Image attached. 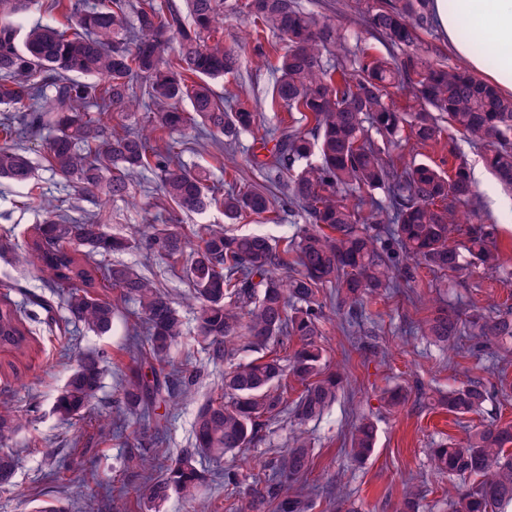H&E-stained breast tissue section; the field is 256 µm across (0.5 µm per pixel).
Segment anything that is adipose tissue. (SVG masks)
I'll list each match as a JSON object with an SVG mask.
<instances>
[{"mask_svg": "<svg viewBox=\"0 0 512 512\" xmlns=\"http://www.w3.org/2000/svg\"><path fill=\"white\" fill-rule=\"evenodd\" d=\"M435 28L470 71L512 92V0H429Z\"/></svg>", "mask_w": 512, "mask_h": 512, "instance_id": "1", "label": "adipose tissue"}]
</instances>
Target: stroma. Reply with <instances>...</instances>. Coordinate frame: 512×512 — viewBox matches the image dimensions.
<instances>
[{
	"instance_id": "1",
	"label": "stroma",
	"mask_w": 512,
	"mask_h": 512,
	"mask_svg": "<svg viewBox=\"0 0 512 512\" xmlns=\"http://www.w3.org/2000/svg\"><path fill=\"white\" fill-rule=\"evenodd\" d=\"M300 5L331 19L345 34L348 45L360 44L372 53L385 54L380 39L370 34L364 22L368 0H299ZM252 26L244 8L227 12L224 18V43L241 49L238 73L217 83L220 92H229L258 107L262 123L273 126L287 119L286 106L272 102L274 76L271 67L280 47L276 36L250 35ZM44 140L25 142L24 148L34 167L31 184L0 181V239L9 238L26 245L36 224L44 215L31 205L29 196L37 192L55 204L78 214L86 203L78 188L64 183L48 168ZM250 135L240 138L236 171L216 167L208 152L185 151L187 164L204 168L209 184L224 189L233 180L254 181L255 173L245 161L252 148ZM484 149L470 144L458 134H450L435 147L423 149L421 158L443 170L465 163L481 196V221L498 227L496 247L505 267L512 269V194L505 192L483 162ZM112 214L111 232L131 237L129 249L116 254L118 262L133 266L155 279L174 301L185 322L193 313L184 296L181 265L151 255L141 243V233L148 225L170 222L192 227L196 224H220L222 209L214 207L201 215L187 214L169 205L159 191V176H136L127 196L108 202ZM301 217L292 211L285 197H278L273 212L229 224L237 233H257L279 242L290 238ZM444 296L451 301H473L481 306L512 305V281L501 282L495 276L476 272L465 287L448 288ZM134 303L119 302L118 315L111 331L103 336L73 333L71 340L59 343L55 319L64 318V309L55 317L37 313L31 326L39 343L25 357L17 360L20 378L0 383V401L9 402L22 417L23 427L13 448L19 457L9 485L0 488V512H33L50 504L64 505L68 512H192L190 503L173 494L152 508L142 496L147 474L137 464L139 454L149 446L139 432L126 431L120 438L101 442L94 427L95 415H115L121 383L132 364L128 349L127 327L134 321ZM369 312L380 315L371 351L354 349L337 321L322 325L325 358L331 369L345 377V389L319 420L306 424L304 431L312 442V485L324 487L315 497L311 512H339L341 504L356 512H394L406 491L420 489L425 512H445L452 479L431 472L432 448L449 439L460 440L468 427L492 420L512 421V346L493 348L477 354L460 350L443 351L425 341L406 335L414 309L401 297L385 296L369 305ZM193 331H186L172 351L174 363H181L186 353H193L197 372L195 394L179 403L175 420L160 449L165 459L176 458L194 445V422L200 407L219 394L224 380L222 367L209 363L198 351ZM104 351L110 362L94 415L63 423L54 411L55 399L73 366L76 352ZM484 379L490 398L482 410L456 420L447 411L408 401L403 407L388 409L382 393L400 385L408 389L424 385L430 394L448 391L467 380ZM372 418L377 428L376 447L371 457L352 462L345 453L352 426L361 416ZM296 428L288 414H280L268 424L263 439L252 444L245 459H260L267 465L278 464Z\"/></svg>"
}]
</instances>
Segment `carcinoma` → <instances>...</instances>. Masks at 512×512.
I'll list each match as a JSON object with an SVG mask.
<instances>
[{
	"mask_svg": "<svg viewBox=\"0 0 512 512\" xmlns=\"http://www.w3.org/2000/svg\"><path fill=\"white\" fill-rule=\"evenodd\" d=\"M32 0H0V180L25 184L33 166L17 141L50 130L45 142L52 173L79 185L92 208L71 216L44 197L36 235L21 248L0 239V256L33 266L68 313V323L104 334L116 305L98 297L109 288L137 305L129 338L134 365L121 388L122 417L95 419L104 440L123 435L129 420L154 423L157 443L173 412L166 406L188 394L197 374L175 366L171 350L184 322L171 298L140 272L98 258L126 250L128 238L108 230L105 197L123 196L136 173L157 170L166 200L188 213L213 205L224 217L270 213L268 188L228 185L221 196L207 172L184 163L174 134L209 139L235 164L244 134L259 130V113L217 94L212 82L239 70L238 52L218 36L224 0H48L64 21L30 26L23 16ZM253 32L267 30L284 42L274 66L272 97L300 114L266 128L262 143L275 141L269 157L255 152L247 162L268 184L285 180L289 203L304 225L284 248L260 235H234L203 224L196 236L179 224H154L145 234L151 254L186 257L185 277L195 310V342L208 361L224 365V393L200 408L192 450L160 467L146 485L157 505L170 494L199 503L204 475L197 458L221 460L249 447L282 412L272 388L293 379L301 390L291 414L302 425L319 418L336 400L342 376L325 363L321 324L332 314L356 336H371L368 300L390 291L414 303L409 291L426 268L460 281L478 270L512 277L494 245L496 225L470 221L464 250L448 244L462 209L477 208L479 193L461 163L450 173L406 159L399 138L409 129L419 145L438 142L445 128L486 148L485 162L512 191V95H504L460 67L429 60L420 33L432 21L425 0H377L366 24L399 54L373 55L344 45L329 20L304 10L297 0H247ZM341 55L332 59L331 49ZM413 99L410 112L392 107L390 89ZM187 101L190 111L179 103ZM150 113L138 129L127 121ZM380 190L383 196H375ZM410 333L442 348L469 353L512 342V306L461 305L437 297ZM35 338L27 317L8 297L0 298V351L24 354ZM291 343L282 356L271 350L250 362L237 360L243 345L263 350ZM104 356L84 353L54 404L71 421L90 412L102 388ZM489 399L483 381L471 379L439 395L438 405L457 417L478 411ZM21 419L0 402V444L13 440ZM374 423L363 418L351 432L349 455L361 463L375 448ZM17 455L0 451V486L11 482ZM313 464L310 443L296 436L272 469L260 461L249 470L224 468V486L237 499L234 512H309L312 488L294 484ZM434 471L475 476L450 492L449 512H496L512 504V422L498 420L468 430L461 441L431 451Z\"/></svg>",
	"mask_w": 512,
	"mask_h": 512,
	"instance_id": "obj_1",
	"label": "carcinoma"
}]
</instances>
